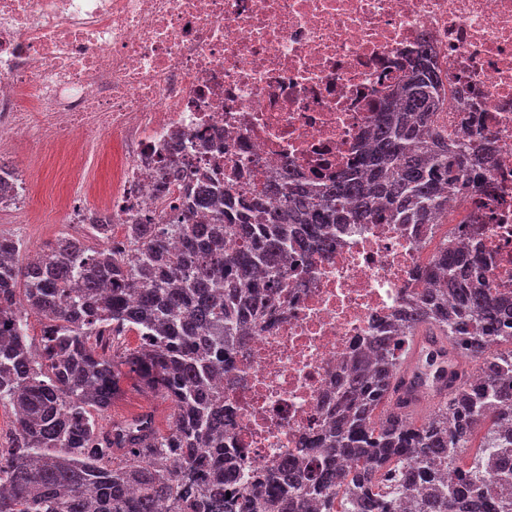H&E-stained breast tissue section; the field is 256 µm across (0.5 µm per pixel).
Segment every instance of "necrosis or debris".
Here are the masks:
<instances>
[{"mask_svg":"<svg viewBox=\"0 0 512 512\" xmlns=\"http://www.w3.org/2000/svg\"><path fill=\"white\" fill-rule=\"evenodd\" d=\"M425 43L446 89L434 126L478 127L487 182L449 192L432 229L341 224L324 256H284L276 314L224 394L228 459L249 478L328 428L344 367L423 292L417 270L441 247L477 257L478 280L512 303V0H0V145L23 140L26 167L78 144L64 233L88 241L104 219L111 246L143 219L179 223L173 200L202 176L239 198L286 170L311 190L335 180ZM107 138L112 197L95 208L86 176ZM173 158L184 181L158 189Z\"/></svg>","mask_w":512,"mask_h":512,"instance_id":"4bbe7bcc","label":"necrosis or debris"}]
</instances>
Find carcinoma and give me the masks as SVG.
<instances>
[{
	"mask_svg": "<svg viewBox=\"0 0 512 512\" xmlns=\"http://www.w3.org/2000/svg\"><path fill=\"white\" fill-rule=\"evenodd\" d=\"M425 52L391 97L380 103L371 145L350 171L312 200L300 184L270 185L278 209L262 196L224 202L205 180L182 193L183 224L127 225L134 255L57 239L21 264L19 241L0 238V406L16 415L10 444L0 448V512H390L375 493V475L398 470L392 493L409 512H457L459 489L480 497V472L459 465L469 427L512 405V351L499 353L498 326L508 304L465 271L453 249L419 268L429 285L404 316L371 338L373 353L355 359L343 378L332 424L312 443L302 468L288 459L257 484L224 459V379L252 322L282 289L288 248L327 251L332 224H432L448 204L443 185L464 192L485 179L489 142L466 129L448 144L431 124L444 90ZM207 222H194L197 213ZM180 240L172 250L169 240ZM243 243L228 250L225 240ZM46 319L40 339L28 333V311ZM428 325L456 352L478 363L461 387L418 422L392 404V385L415 328ZM134 329L140 345L123 347ZM484 382H471L475 374ZM133 376L172 404L162 434L152 415L106 429L98 414ZM481 444L495 449L498 470H512V433L491 428ZM355 461L351 471L340 466ZM236 486L231 498L224 487ZM495 512H512V481L499 486Z\"/></svg>",
	"mask_w": 512,
	"mask_h": 512,
	"instance_id": "cac0c4a2",
	"label": "carcinoma"
}]
</instances>
